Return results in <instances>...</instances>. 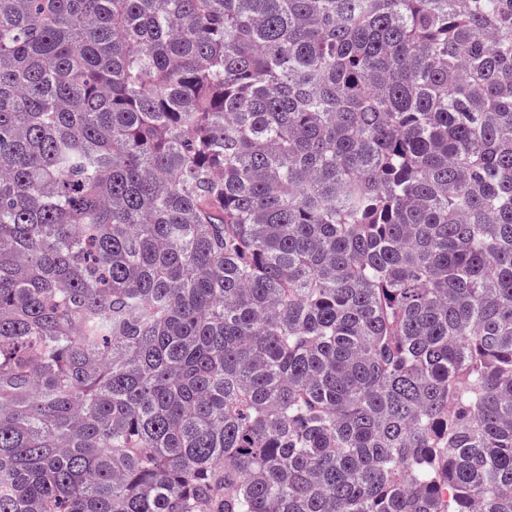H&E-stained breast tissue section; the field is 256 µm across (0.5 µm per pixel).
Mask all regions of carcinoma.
<instances>
[{
	"mask_svg": "<svg viewBox=\"0 0 512 512\" xmlns=\"http://www.w3.org/2000/svg\"><path fill=\"white\" fill-rule=\"evenodd\" d=\"M0 512H512V0H0Z\"/></svg>",
	"mask_w": 512,
	"mask_h": 512,
	"instance_id": "carcinoma-1",
	"label": "carcinoma"
}]
</instances>
